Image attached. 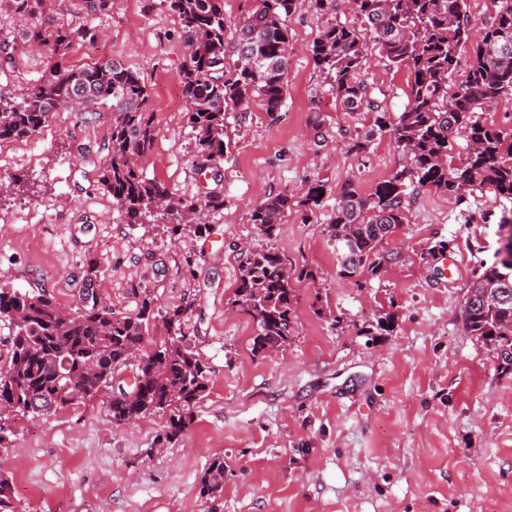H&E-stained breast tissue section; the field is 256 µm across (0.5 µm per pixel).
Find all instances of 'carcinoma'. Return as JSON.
Masks as SVG:
<instances>
[{"label": "carcinoma", "instance_id": "1", "mask_svg": "<svg viewBox=\"0 0 512 512\" xmlns=\"http://www.w3.org/2000/svg\"><path fill=\"white\" fill-rule=\"evenodd\" d=\"M178 15L189 53L178 73L190 102L188 124L195 133L198 156L218 171L230 154L227 115L244 112L258 98L268 112L283 105L289 54L285 18L297 0H258L234 31L224 23L221 0H165ZM359 25L329 22L310 52L324 81L347 112H369L372 124L351 150L366 151L375 134L389 135L399 156L398 167L374 191L361 195L351 182L338 193L328 224L340 274L374 278L399 255L383 244L408 223V189L433 188L458 202L473 191L492 189L512 199V127L493 128L479 120L483 105L512 95V0H498L492 21L481 35L466 10V0H348ZM22 20L31 21L27 41L47 46L53 61L27 90H0V142L34 135L51 114L74 109L86 112L107 103L112 112L108 158L99 182L112 195L130 224L150 220L169 225L177 237L198 236L207 229L199 215L224 208V196L184 198L143 175L139 161L155 138L149 93L139 73L115 62L74 68L67 65L75 35L90 42L96 29L75 33L53 21L42 22L46 0H3ZM397 68L408 70L407 104L387 111L359 78L366 61L367 40ZM472 46L465 81L448 93L460 52ZM237 55L227 68L226 53ZM467 144L466 158L448 161L458 139ZM323 186L308 188L298 202L303 216L319 206ZM291 210L290 200L269 193L250 211L249 222L272 240ZM240 276L230 304L256 323L252 350L264 353L288 344L294 336L296 298L293 282L312 279L304 268L288 265L273 248L247 249L239 260ZM512 296V263L501 260L474 275L461 306L467 333L492 347L496 359L512 366V303L495 300L478 305L472 299L484 289ZM193 302L161 308L144 293L138 311L126 315L106 305L96 291L81 293L73 311H63L43 289L22 292L0 287V322L11 326L8 359L0 365V442L11 430V414L49 416L108 390L107 410L119 423L167 417L162 442L170 443L193 420L204 398L209 367L187 333ZM135 366L137 390L124 389L117 374ZM200 495L220 497L224 489V457L213 458L201 475ZM9 473L0 470V512H16Z\"/></svg>", "mask_w": 512, "mask_h": 512}]
</instances>
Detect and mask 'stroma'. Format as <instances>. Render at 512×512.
<instances>
[{"instance_id": "1", "label": "stroma", "mask_w": 512, "mask_h": 512, "mask_svg": "<svg viewBox=\"0 0 512 512\" xmlns=\"http://www.w3.org/2000/svg\"><path fill=\"white\" fill-rule=\"evenodd\" d=\"M46 15L99 32L92 43L74 39L70 66L114 61L144 79L155 127L146 177L187 198L222 192L224 208L207 216L205 235L178 244L157 225L126 223L99 182L112 120L104 108L54 113L29 139L5 143L0 181L17 176L27 189L0 199V286L43 288L70 309L91 267L98 293L121 312L135 313L147 292L164 307L193 301L190 327L209 362L205 397L173 444L158 441L165 417L118 424L97 398L12 417L0 469L19 512H512V370H498L460 319L474 273L512 247L511 233L481 219L500 210L494 193L460 205L414 191L408 223L385 245L401 261L356 287L339 274L327 224L342 184L371 193L398 155L385 134L352 152L369 118L342 111L315 67L308 48L324 19L307 0L286 19L293 53L283 107L254 101L229 113L231 155L215 176L201 172L186 125L184 35L162 0H112L97 14L84 0H50ZM0 38L17 44L0 88L21 90L51 53L1 8ZM361 77L388 111H403L407 70L372 47ZM315 183L323 196L309 220L291 212L271 242L250 224L265 193L297 202ZM243 242L274 244L314 273L295 285V336L273 352H253L255 322L229 305ZM438 243L459 267L452 277L419 258ZM188 251L197 255L191 277L182 270ZM387 313L390 331L370 335ZM216 456L224 491L212 502L200 478Z\"/></svg>"}]
</instances>
